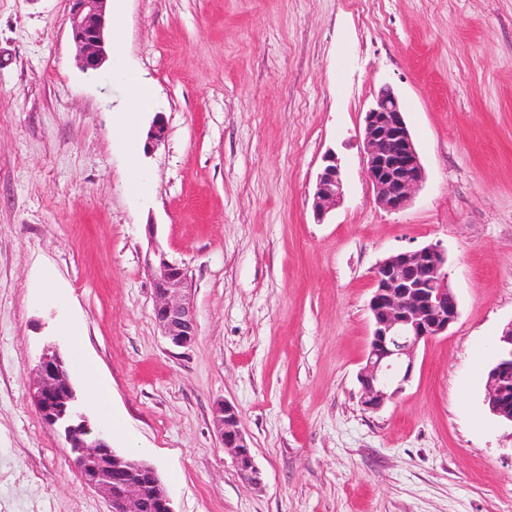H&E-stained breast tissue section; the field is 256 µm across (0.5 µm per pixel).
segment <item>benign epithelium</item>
I'll use <instances>...</instances> for the list:
<instances>
[{
    "mask_svg": "<svg viewBox=\"0 0 512 512\" xmlns=\"http://www.w3.org/2000/svg\"><path fill=\"white\" fill-rule=\"evenodd\" d=\"M108 0H69V24L82 70L95 72L107 58ZM364 165L377 202L390 212L405 209L425 179L398 95L380 86L365 113ZM344 196V178L336 154L324 156L317 176L313 208L323 218ZM448 256L439 243L403 250L379 261L372 271L369 300L372 334L359 372L362 405L371 411L397 398L411 380L420 345L447 335L459 316V302L448 282ZM156 304L153 318L162 336L176 348L191 347L197 337L195 311L187 295V270L157 248L147 257ZM485 402L497 417L512 423V324L499 340L487 375ZM32 399L44 424L61 435L84 484L103 494L112 512H174L156 468L117 452L107 438L92 434L82 411L71 370L58 348L48 345L32 370ZM222 446L232 452L235 470L252 486L262 483L237 408L226 400L213 406Z\"/></svg>",
    "mask_w": 512,
    "mask_h": 512,
    "instance_id": "1",
    "label": "benign epithelium"
}]
</instances>
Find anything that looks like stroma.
<instances>
[{
  "label": "stroma",
  "mask_w": 512,
  "mask_h": 512,
  "mask_svg": "<svg viewBox=\"0 0 512 512\" xmlns=\"http://www.w3.org/2000/svg\"><path fill=\"white\" fill-rule=\"evenodd\" d=\"M81 70L68 0H0V512H110L42 422L46 345L92 366L123 454L175 512H512V424L485 403L512 322V0H109ZM150 87L129 111L130 79ZM397 91L425 169L409 206L366 180L363 118ZM162 115L168 133L151 146ZM345 173L324 220L326 153ZM442 243L459 317L377 412L358 375L375 265ZM188 272L198 335L168 344L146 266ZM82 331L74 345L70 326ZM263 473L240 480L213 404ZM323 161L325 164L317 176L313 193V208L318 219L335 208L344 196V178L338 157L329 153Z\"/></svg>",
  "instance_id": "35a3bbf8"
}]
</instances>
